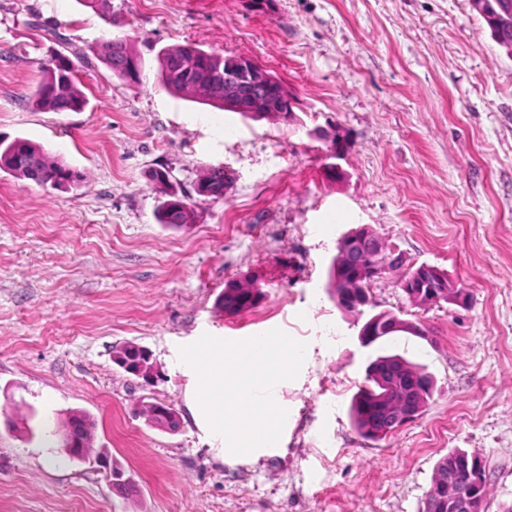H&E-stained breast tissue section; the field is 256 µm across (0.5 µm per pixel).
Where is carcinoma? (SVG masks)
<instances>
[{
	"label": "carcinoma",
	"instance_id": "1",
	"mask_svg": "<svg viewBox=\"0 0 512 512\" xmlns=\"http://www.w3.org/2000/svg\"><path fill=\"white\" fill-rule=\"evenodd\" d=\"M204 49L191 43L161 48L156 55V74L158 82L171 94L186 95L191 101L213 109L224 110V95L206 94L201 81L211 74L224 72V55L209 54L203 67L194 77L185 76L179 69L180 60L187 54L202 53ZM89 62L82 51L63 43V50L51 55L42 67V78L32 90V104L46 112H80L88 103L78 88L75 78L73 59ZM98 60L114 76L125 79V69L133 65V81L141 79L143 60L135 54L125 40L110 39L98 49ZM0 170L18 178L31 181L39 186L54 190L74 189L80 181V175L64 163L52 162L47 153L26 138L19 137L9 143L0 141ZM228 175L222 167H211L194 187L200 197L221 199L224 197V185ZM156 223L167 227L179 226L180 218L169 211L168 201L160 203L154 213ZM330 287L340 297L347 293L356 299L369 298L374 283L373 275L366 265L344 266L341 256L334 257L329 269ZM263 299L261 289L248 292L226 283L224 291L218 297V304L228 315H238L256 308ZM383 400L380 383L366 374L364 385L355 393L349 407V415L359 434L367 440H375L370 433L371 423L379 416V403ZM78 426L81 431L94 433L95 422L85 413H74L66 422V427ZM448 458L441 457L434 468V477L426 492L422 512H448L447 489L439 486L437 475L447 470Z\"/></svg>",
	"mask_w": 512,
	"mask_h": 512
}]
</instances>
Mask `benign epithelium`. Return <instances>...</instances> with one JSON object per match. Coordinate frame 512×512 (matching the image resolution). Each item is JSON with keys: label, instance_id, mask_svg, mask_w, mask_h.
<instances>
[{"label": "benign epithelium", "instance_id": "7a95c632", "mask_svg": "<svg viewBox=\"0 0 512 512\" xmlns=\"http://www.w3.org/2000/svg\"><path fill=\"white\" fill-rule=\"evenodd\" d=\"M294 98L284 82L266 68L245 56L230 58L224 65V110L249 113H275L286 119L293 117ZM340 251L348 263L365 258L373 261L372 270L378 277L403 269L401 285L440 276V269L427 264L409 266L404 254L375 231L362 225L339 239ZM115 362L123 370L151 385L159 380L160 371L152 362L150 351L140 345L128 344L115 355ZM384 384L389 387L390 398L385 418L386 430L391 432L415 420L419 414L415 400L427 387L426 380L402 375V365L385 361L378 366ZM147 421L170 432L180 430L178 414L169 408L152 403L145 410ZM59 448L73 461H82L90 449L83 436L73 430L54 432ZM481 458L463 451L448 459V512H483V497L479 489Z\"/></svg>", "mask_w": 512, "mask_h": 512}]
</instances>
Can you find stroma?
<instances>
[{
    "label": "stroma",
    "mask_w": 512,
    "mask_h": 512,
    "mask_svg": "<svg viewBox=\"0 0 512 512\" xmlns=\"http://www.w3.org/2000/svg\"><path fill=\"white\" fill-rule=\"evenodd\" d=\"M118 35L144 61L139 83L80 63L84 111L29 103L59 38L89 55ZM186 42L269 69L293 118L171 95L155 56ZM334 134L345 151L331 172ZM17 137L81 181L58 192L0 171V413L16 422L0 426V512H420L454 448L484 460L486 512H512V57L470 0H0V140ZM213 166L230 177L223 198L194 195ZM157 168L188 193L191 228L155 222ZM338 204L341 222L317 234ZM361 224L408 264L443 268L466 304L420 309L391 274L363 312L340 309L328 272L339 236ZM243 274L265 298L225 315L217 298ZM380 311L427 338L360 346ZM273 329L307 345L275 393L283 433L225 460L180 350ZM126 342L152 351L163 381L140 387L113 363ZM393 353L434 389L416 420L373 442L350 401ZM150 402L175 409L181 430L150 426ZM72 411L95 420L96 448L133 491L57 448L49 433Z\"/></svg>",
    "instance_id": "stroma-1"
}]
</instances>
